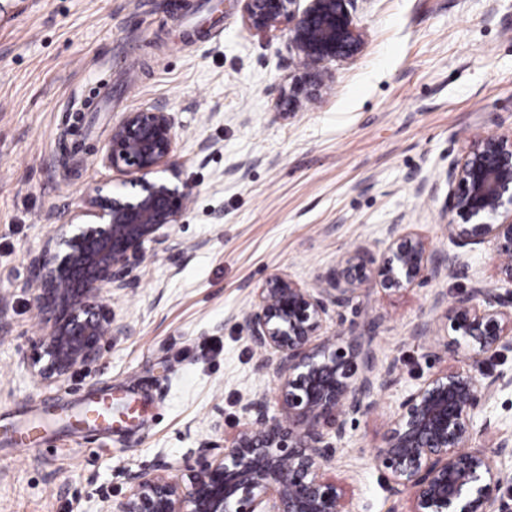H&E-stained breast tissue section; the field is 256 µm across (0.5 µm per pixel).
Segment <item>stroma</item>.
I'll use <instances>...</instances> for the list:
<instances>
[{
	"instance_id": "35a3bbf8",
	"label": "stroma",
	"mask_w": 512,
	"mask_h": 512,
	"mask_svg": "<svg viewBox=\"0 0 512 512\" xmlns=\"http://www.w3.org/2000/svg\"><path fill=\"white\" fill-rule=\"evenodd\" d=\"M350 11L359 53L327 63L321 93L285 116L303 62L287 31L248 26L239 0H0V418L127 383L143 407L132 434L72 428L20 452L1 442L0 512H102L129 473L230 444L245 403L275 394L242 321L256 286L278 272L321 287L356 248L381 258L394 224L458 262L354 299L346 317L371 323L395 381L349 423L327 471L348 512H409L371 456L402 392L461 365L415 325L445 335L455 293L498 278L490 246L453 250L442 208L449 160L512 132V0H352ZM126 54L138 70L123 69ZM155 104L174 117L193 185L174 228L183 250L147 251L136 284L110 300L132 335L90 371L44 384L22 362L40 334L21 286L28 260L93 188L121 190L102 163L112 127ZM485 413L473 447L512 442V385Z\"/></svg>"
}]
</instances>
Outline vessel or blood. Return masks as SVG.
Returning a JSON list of instances; mask_svg holds the SVG:
<instances>
[{"mask_svg": "<svg viewBox=\"0 0 512 512\" xmlns=\"http://www.w3.org/2000/svg\"><path fill=\"white\" fill-rule=\"evenodd\" d=\"M139 418L131 400L108 390L80 398L78 404L63 415L48 410L28 416L6 428L5 435L11 447L28 449L50 443L63 422L89 432L109 433L130 428Z\"/></svg>", "mask_w": 512, "mask_h": 512, "instance_id": "b4317fda", "label": "vessel or blood"}]
</instances>
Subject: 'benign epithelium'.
I'll return each instance as SVG.
<instances>
[{
	"instance_id": "benign-epithelium-1",
	"label": "benign epithelium",
	"mask_w": 512,
	"mask_h": 512,
	"mask_svg": "<svg viewBox=\"0 0 512 512\" xmlns=\"http://www.w3.org/2000/svg\"><path fill=\"white\" fill-rule=\"evenodd\" d=\"M253 28L288 35L309 70L308 86L281 97L284 111L311 97L324 64L355 56L363 33L351 0H240ZM177 134L163 107L128 112L112 127L103 163L128 178L131 191L97 188L72 220L57 225L31 258L22 287L32 292L45 325L28 366L46 383L87 371L114 336L131 327L112 317L108 300L137 279L146 246L182 251L174 235L192 192L175 159ZM443 219L456 247L489 243L502 259L498 283L453 297L445 351L465 366L431 375L402 397L372 464L392 495L408 496L410 512H496L502 485L499 460L512 456L504 441L487 452L472 447L490 396L512 384L505 373L480 372L485 358L512 350V133H490L448 164ZM458 255L440 257L419 237L397 228L379 264L363 249L346 254L315 291L283 274L256 289L243 322L262 354L259 370L276 385L277 412L261 394L245 408L248 425L228 447L189 451L181 467L145 469L128 477L129 490L104 512H346L345 495L327 478L334 441L347 435L348 418L373 406L376 388L392 382L381 370L374 337L350 331L323 337L332 307L347 306L358 291L379 284L407 288L439 277Z\"/></svg>"
}]
</instances>
